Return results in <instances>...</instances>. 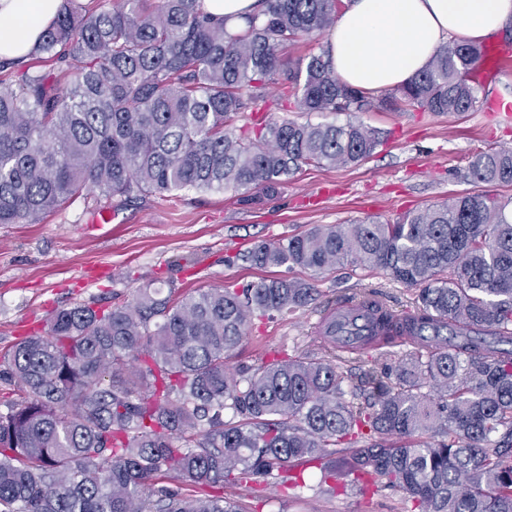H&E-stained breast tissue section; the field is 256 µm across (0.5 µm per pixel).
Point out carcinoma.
Returning a JSON list of instances; mask_svg holds the SVG:
<instances>
[{
	"label": "carcinoma",
	"mask_w": 512,
	"mask_h": 512,
	"mask_svg": "<svg viewBox=\"0 0 512 512\" xmlns=\"http://www.w3.org/2000/svg\"><path fill=\"white\" fill-rule=\"evenodd\" d=\"M197 2L68 0L32 66L0 62V224H36L90 191L120 203L272 196L304 165L346 167L382 143L357 120L254 112L461 116L477 101L482 45L443 43L407 85L374 98L324 52L285 56L330 30L344 0H260L239 34ZM462 178L512 185V150L477 153ZM511 204L460 195L394 224L315 226L234 256L315 274L356 263L416 289L408 309L373 308V350H409L359 386L327 332L320 356L228 365L254 319L316 300L312 278L178 295L148 283L126 302L55 312L0 356L14 395L0 412V512H242L224 490L287 493L305 485L295 464L314 462L320 488L391 489L405 512H512Z\"/></svg>",
	"instance_id": "1"
}]
</instances>
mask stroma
I'll use <instances>...</instances> for the list:
<instances>
[{
    "label": "stroma",
    "instance_id": "1",
    "mask_svg": "<svg viewBox=\"0 0 512 512\" xmlns=\"http://www.w3.org/2000/svg\"><path fill=\"white\" fill-rule=\"evenodd\" d=\"M512 100V70L479 91L463 116L436 117L414 109L372 110L356 120L385 133L374 154L340 168L305 166L277 196L258 204L240 202L233 191H189L172 201L149 196L114 208L110 223L96 221L94 195L65 204L37 224L0 225V354L20 336L43 327L55 310L86 302L94 307L130 299L146 283L181 291L239 288L287 268L258 269L236 260L258 242L276 241L316 225L396 221L404 213L448 198L483 192L512 198V185H478L463 179L481 151L512 148V123L490 121L488 99ZM336 190L319 208L302 196L322 185ZM320 300L294 314L256 322L230 359L231 368L252 365L266 351L295 354L316 341V322L326 300L372 291L394 309L409 306L415 292L360 267L346 265L314 277ZM314 485L301 502L266 491L257 499L240 488L249 512H395L392 491L374 498L331 496Z\"/></svg>",
    "mask_w": 512,
    "mask_h": 512
}]
</instances>
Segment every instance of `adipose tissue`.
<instances>
[{"label": "adipose tissue", "mask_w": 512, "mask_h": 512, "mask_svg": "<svg viewBox=\"0 0 512 512\" xmlns=\"http://www.w3.org/2000/svg\"><path fill=\"white\" fill-rule=\"evenodd\" d=\"M65 0H0V60H29ZM512 20V0H352L326 37L347 84L373 93L405 84L451 35L469 41Z\"/></svg>", "instance_id": "adipose-tissue-1"}]
</instances>
